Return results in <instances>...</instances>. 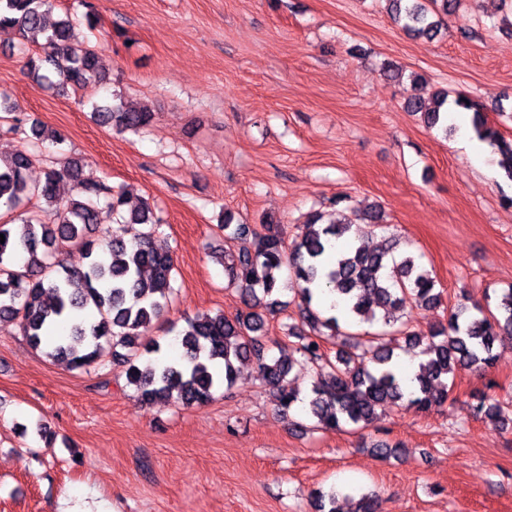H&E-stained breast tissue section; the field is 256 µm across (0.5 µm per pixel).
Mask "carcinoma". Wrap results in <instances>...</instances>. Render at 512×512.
<instances>
[{
  "instance_id": "cac0c4a2",
  "label": "carcinoma",
  "mask_w": 512,
  "mask_h": 512,
  "mask_svg": "<svg viewBox=\"0 0 512 512\" xmlns=\"http://www.w3.org/2000/svg\"><path fill=\"white\" fill-rule=\"evenodd\" d=\"M393 19L415 37L434 38L438 13L448 14L456 0H387ZM50 0H0V42H38L45 39V55L28 59L38 86L83 89L108 80L97 51L72 42L74 19L65 15L48 21ZM454 106L474 110L477 139L498 151L504 175L512 180V140L487 125L481 112L466 97ZM407 111L419 116L428 128L448 123V94L426 99L418 93L405 102ZM101 124L118 132L137 131L150 125L154 112L146 107L92 103ZM31 137L58 142L61 133L35 122ZM35 155L25 148H0V209L16 211L37 201V207L19 214V223L0 224V319L18 322L22 336L34 349L46 347L47 358L73 370L88 369L112 358L127 363V383L149 404L201 406L219 386L237 381V364L250 361L259 379L272 390L278 407L286 412L301 401L289 375L311 365L326 374L311 385L308 412L325 429H368L377 410L387 404L409 401L420 409L448 401V376L458 369L486 373L496 360L495 349L503 338H512V288L504 292L496 311L461 306L428 336L412 330L403 311L415 302L436 305L441 293L437 281L421 258H396L395 245L368 249L362 244L364 227L351 218L323 222L324 215H308L293 242L271 218L261 230L234 222L226 212L218 224L224 241V271L247 308L233 317L201 314L187 321L174 337L180 354L148 364L139 362L142 336L168 307L174 293V262L170 253L152 244L160 217L146 203L123 213L126 199L100 179L84 176V164L72 158L67 166L49 167L43 180L32 184L27 172ZM114 224H144L143 236L129 242L116 230L94 237L101 224L102 208ZM351 238L354 244L336 256L325 274L319 266L331 241ZM77 249L86 259L71 269L59 256ZM325 275L329 291L343 304L345 316L325 314L315 301L314 286ZM300 301L302 322L312 334L291 325L292 341L280 356L268 355L265 319L260 310L275 313L287 306L283 293ZM340 339L335 355L323 349L325 332ZM422 346L423 359L412 378L413 389L402 384L394 361V348L386 336ZM145 351L161 353L153 340ZM500 428L512 421L503 406L481 398L472 407ZM316 512H341L335 492L317 493Z\"/></svg>"
}]
</instances>
